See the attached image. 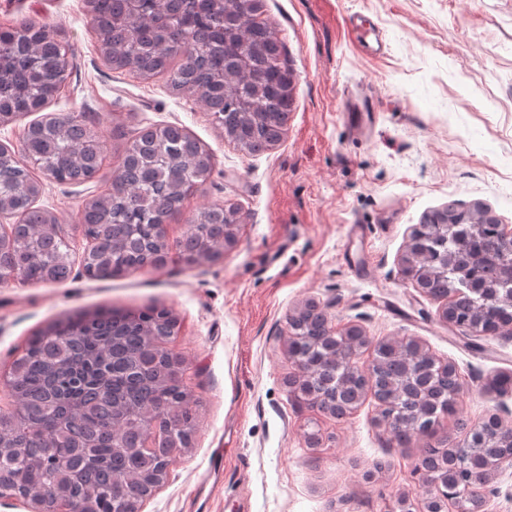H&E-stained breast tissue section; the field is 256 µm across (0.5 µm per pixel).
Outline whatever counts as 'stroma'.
Instances as JSON below:
<instances>
[{"mask_svg": "<svg viewBox=\"0 0 512 512\" xmlns=\"http://www.w3.org/2000/svg\"><path fill=\"white\" fill-rule=\"evenodd\" d=\"M355 13L368 22L358 33ZM260 14L293 72L294 105L282 139L250 155L167 77L111 69L86 0H0V28L46 24L75 56L47 112L90 113L103 134L96 177L44 182L36 201L76 254L88 246L85 203L141 129L179 126L213 163L204 191L167 223L163 266L104 279L77 265L61 284L0 283V372L67 315L166 307L177 326L163 346L183 362L195 429L139 512H396L400 499H426L428 447L456 446L461 423L495 412L512 421V393L488 388L512 374V334L463 337L402 272L433 210L479 205L512 225V0H262ZM222 202L240 209L233 243L219 260L186 263L177 241ZM309 305L336 330L413 340L454 365L455 414L401 448L376 424L373 395L342 418L290 395L287 318Z\"/></svg>", "mask_w": 512, "mask_h": 512, "instance_id": "obj_1", "label": "stroma"}]
</instances>
